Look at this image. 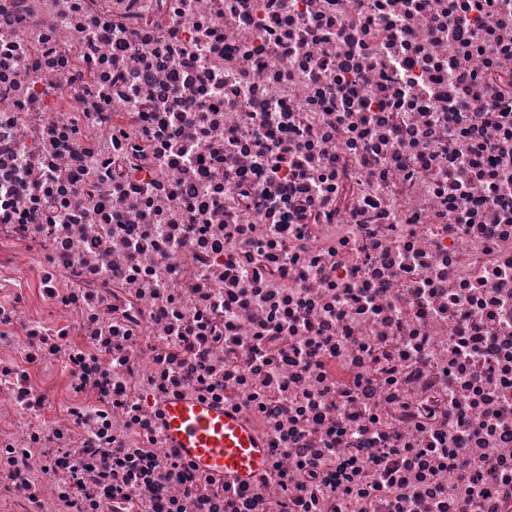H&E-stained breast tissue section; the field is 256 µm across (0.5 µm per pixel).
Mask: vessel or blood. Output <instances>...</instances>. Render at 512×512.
<instances>
[{"instance_id":"vessel-or-blood-1","label":"vessel or blood","mask_w":512,"mask_h":512,"mask_svg":"<svg viewBox=\"0 0 512 512\" xmlns=\"http://www.w3.org/2000/svg\"><path fill=\"white\" fill-rule=\"evenodd\" d=\"M170 443L200 468L232 479H250L265 467L251 430L236 416L200 403L176 400L164 409Z\"/></svg>"}]
</instances>
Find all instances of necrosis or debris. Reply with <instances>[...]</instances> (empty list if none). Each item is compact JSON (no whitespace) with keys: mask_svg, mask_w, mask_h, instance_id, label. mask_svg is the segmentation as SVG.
<instances>
[{"mask_svg":"<svg viewBox=\"0 0 512 512\" xmlns=\"http://www.w3.org/2000/svg\"><path fill=\"white\" fill-rule=\"evenodd\" d=\"M0 512H512V0H0ZM164 431L175 448L204 470L243 480L265 468L256 436L224 410L175 400L164 409Z\"/></svg>","mask_w":512,"mask_h":512,"instance_id":"necrosis-or-debris-1","label":"necrosis or debris"}]
</instances>
